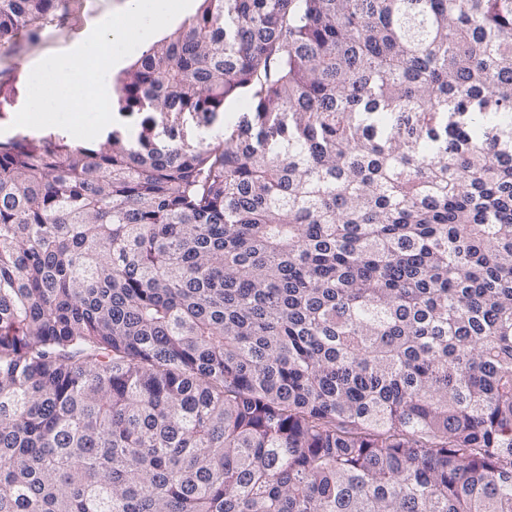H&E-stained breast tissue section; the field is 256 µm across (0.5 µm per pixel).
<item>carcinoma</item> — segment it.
<instances>
[{
    "instance_id": "carcinoma-1",
    "label": "carcinoma",
    "mask_w": 512,
    "mask_h": 512,
    "mask_svg": "<svg viewBox=\"0 0 512 512\" xmlns=\"http://www.w3.org/2000/svg\"><path fill=\"white\" fill-rule=\"evenodd\" d=\"M115 94L0 142V512H512V0H203ZM251 108V103L248 99L242 98L226 103L224 120L214 126L211 130H205L196 125L195 121L191 118L180 120L178 132L184 139L191 143H197L200 139H204L206 143L214 142L217 139H224V128H233L241 111ZM112 129V123L108 125L107 129L105 130L104 133H102L98 138H95L94 140H91V141H85V140H78L76 138H74L73 136H71L67 131L61 129V128H57V127H50V128H45V129H41L39 131H33V130H29L27 128H23V127H15V128H9L3 132H0V141L1 142H6V141H9L11 140L12 138H15V137H18V136H28L29 138H40V137H45V136H49L50 134L52 136H60V137H65L67 138L68 141H72V142H75V143H99V142H102L104 141V135L106 133V131Z\"/></svg>"
}]
</instances>
